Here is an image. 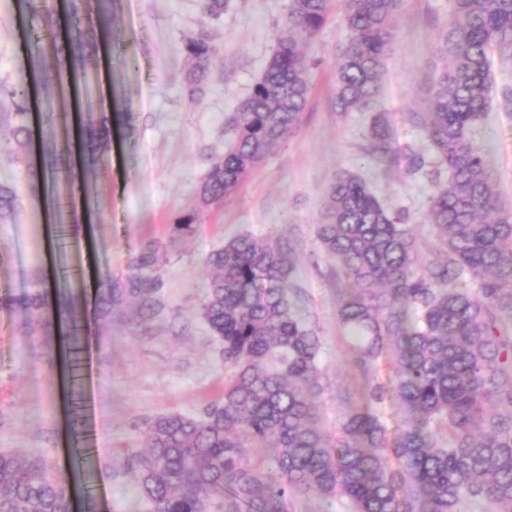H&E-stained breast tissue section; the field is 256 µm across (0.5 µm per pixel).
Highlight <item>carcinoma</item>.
I'll return each mask as SVG.
<instances>
[{"instance_id":"cac0c4a2","label":"carcinoma","mask_w":512,"mask_h":512,"mask_svg":"<svg viewBox=\"0 0 512 512\" xmlns=\"http://www.w3.org/2000/svg\"><path fill=\"white\" fill-rule=\"evenodd\" d=\"M349 43L336 64L335 109L351 112L376 97L384 59L396 40L401 0H340ZM335 0H288L274 47L249 96L224 116V154L210 160L197 206L169 225L164 239L139 244L127 272L106 273L94 292L99 329L118 310L143 326L165 309L164 268L171 250L193 236L205 211L236 192L301 121L311 61L303 51L324 26ZM83 0H68L71 27L57 47L58 72L75 76L87 33ZM191 62L187 91L204 92L217 49L203 34L184 38ZM435 52L439 65L410 123L431 153L398 142L383 112L368 131L380 164L431 176L436 189L427 219L436 248L423 256L402 211L390 212L349 170L326 193L319 248L358 288L340 305V323L362 366L389 356L388 385L367 383L366 404L347 414L344 437L330 444L317 417L323 390L321 344L299 302L297 266L282 240L241 232L210 251L201 319L220 346L224 393L190 415L146 423L142 448L123 459L144 512H288L306 495L344 498L351 512H463L484 501L512 512V207L501 202L472 128L488 112L492 58L512 59V0H452ZM0 103L16 112L13 138L31 141L24 80L0 82ZM112 115L90 120L85 162L109 146ZM66 168L57 146L42 144L35 181ZM19 205L0 176V220ZM44 282L0 296L44 336L67 323L79 359L82 328L59 302L56 320ZM400 399L403 427L389 437L372 411ZM0 512H72L67 476L46 458L0 450Z\"/></svg>"}]
</instances>
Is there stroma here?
Instances as JSON below:
<instances>
[{
    "mask_svg": "<svg viewBox=\"0 0 512 512\" xmlns=\"http://www.w3.org/2000/svg\"><path fill=\"white\" fill-rule=\"evenodd\" d=\"M287 7L288 0H230L219 17L207 18L200 0H91L90 46L72 96L45 78L68 30L61 4L0 0V78L27 80L34 136L47 130L45 113H54L65 158L83 185L75 197L64 179L50 178L34 189L18 177L19 210L0 224V296L28 291L34 275H41L49 295H66L86 325L92 367L81 383L91 461L80 467L71 453L70 400L62 379L66 339L58 334L43 344L22 316L0 308V448L49 458L76 490L90 489L96 512H137L121 461L140 446L148 421L194 413L222 396L219 347L198 309L207 254L240 232L282 238L293 252L302 304L321 342L318 419L331 443L343 438L344 395L361 400L367 382H384L391 374L383 359L366 372L355 363L337 313L346 283L320 251L315 226L328 185L347 169L389 210L405 212L421 253L433 248L430 176L374 164L367 134L373 116L383 112L400 144L426 149L408 115L419 109L436 65L435 38L449 19V0H402L379 95L369 108L345 114L335 111L333 96L348 31L342 10L334 9L305 48L314 66L300 125L174 249L165 268L164 317L144 329L119 316L105 331L92 327L99 276L124 274L141 242L165 237L168 224L195 205L211 158L224 152V115L250 93ZM192 32L206 33L217 49L204 92L194 100L184 86L189 63L183 38ZM114 111L121 114L116 136L96 163L84 164L81 114ZM471 136L487 156L502 199L512 204V107L492 100Z\"/></svg>",
    "mask_w": 512,
    "mask_h": 512,
    "instance_id": "stroma-1",
    "label": "stroma"
}]
</instances>
